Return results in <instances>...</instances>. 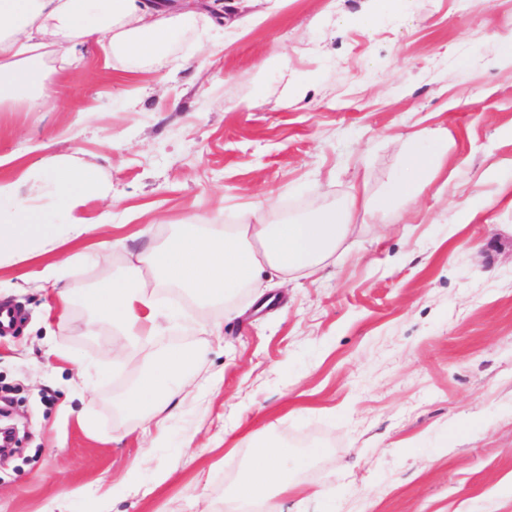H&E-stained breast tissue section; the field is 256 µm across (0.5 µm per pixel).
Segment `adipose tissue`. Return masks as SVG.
Returning <instances> with one entry per match:
<instances>
[{"instance_id": "adipose-tissue-1", "label": "adipose tissue", "mask_w": 512, "mask_h": 512, "mask_svg": "<svg viewBox=\"0 0 512 512\" xmlns=\"http://www.w3.org/2000/svg\"><path fill=\"white\" fill-rule=\"evenodd\" d=\"M195 17V10L177 13L162 0H0V105L43 98L46 48L75 51L95 40L137 62L159 59ZM422 136L433 142L432 152L407 154L399 180L377 200V207L409 201L435 180L448 154V137L433 130ZM46 190L55 197L60 221L47 219L37 204ZM90 194L108 200L112 188L91 169L76 167L58 153L44 154L17 178L0 176V268L41 258L40 279L57 286L64 246L92 231L81 215ZM276 206L268 196L257 208L256 223L228 224L205 235L174 233L162 245L135 253L127 279L103 277L87 302L112 318L130 344L152 333L157 315L152 294L138 280L142 269L152 270L168 285L191 289L197 303L209 305L231 300L268 269L281 273L286 284L295 274L317 273L354 231L352 202L323 209L311 219L265 222V214ZM194 358L181 349L165 351L128 392L125 407L140 421H155L180 390L177 375ZM289 459L285 446L255 448L225 503L226 512H265L270 491L285 493L291 487Z\"/></svg>"}]
</instances>
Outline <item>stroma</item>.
I'll return each mask as SVG.
<instances>
[{
	"instance_id": "35a3bbf8",
	"label": "stroma",
	"mask_w": 512,
	"mask_h": 512,
	"mask_svg": "<svg viewBox=\"0 0 512 512\" xmlns=\"http://www.w3.org/2000/svg\"><path fill=\"white\" fill-rule=\"evenodd\" d=\"M192 2L162 62L94 41L78 82L56 48L43 104L0 112V155L28 165L49 145L117 198L89 197L94 229L66 249V319L37 261L0 269V308L20 314L0 407L21 438L0 512H224L260 441L296 459L273 512H512V0ZM425 129L448 133L446 191L358 215L319 274L280 288L267 271L238 316L156 285L179 318L123 355L81 299L176 225L250 220L254 195L278 197L272 222L378 198ZM172 347L204 355L155 445L118 401Z\"/></svg>"
}]
</instances>
